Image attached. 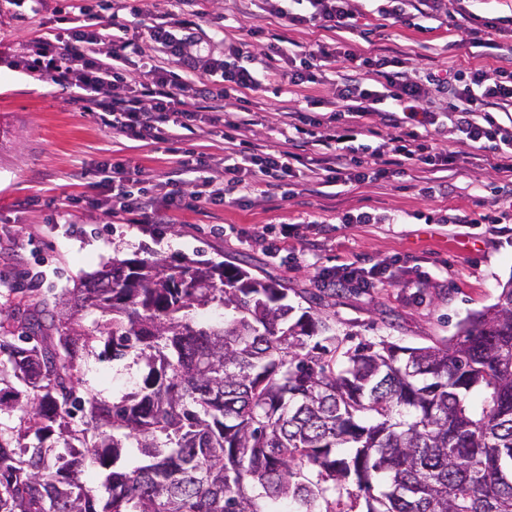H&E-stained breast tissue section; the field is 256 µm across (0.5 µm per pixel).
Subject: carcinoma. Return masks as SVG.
Masks as SVG:
<instances>
[{
	"mask_svg": "<svg viewBox=\"0 0 512 512\" xmlns=\"http://www.w3.org/2000/svg\"><path fill=\"white\" fill-rule=\"evenodd\" d=\"M57 305H0V512H512V278L430 345L350 346L223 262L114 257ZM96 344L136 392L82 394Z\"/></svg>",
	"mask_w": 512,
	"mask_h": 512,
	"instance_id": "carcinoma-1",
	"label": "carcinoma"
}]
</instances>
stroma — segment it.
I'll list each match as a JSON object with an SVG mask.
<instances>
[{
  "instance_id": "35a3bbf8",
  "label": "stroma",
  "mask_w": 512,
  "mask_h": 512,
  "mask_svg": "<svg viewBox=\"0 0 512 512\" xmlns=\"http://www.w3.org/2000/svg\"><path fill=\"white\" fill-rule=\"evenodd\" d=\"M60 0H38L37 10L0 0V295L38 288L47 295L73 287L112 257L152 251L172 260L188 257L239 265L285 286L289 300L326 312L342 334L363 339L429 345L453 336L468 313L494 304L512 278V182L480 169L449 174L447 198L427 195L438 172L405 167L402 173L360 185L303 184L294 192L260 197L227 191L223 204L201 201L168 224L106 222L96 205L103 189L99 162L126 165L141 187L154 189L177 167L173 148L198 155L224 152L219 113H199L189 128L175 127L169 142L135 140L80 111L47 83L12 70L6 56L48 31ZM367 12L366 39L385 52L412 54L418 71L489 65L485 48L447 25L419 32L379 16L375 0H354ZM288 97L281 75L251 93L250 108L236 96L228 111H245L246 134L278 141L276 109ZM367 211L376 224L350 222ZM471 215L449 224L445 214ZM295 232L278 252L281 225ZM383 271L373 288L327 286L319 269L344 263ZM139 367L132 357L85 361L91 394L117 400L131 392Z\"/></svg>"
}]
</instances>
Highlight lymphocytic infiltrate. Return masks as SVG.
Here are the masks:
<instances>
[{
    "label": "lymphocytic infiltrate",
    "mask_w": 512,
    "mask_h": 512,
    "mask_svg": "<svg viewBox=\"0 0 512 512\" xmlns=\"http://www.w3.org/2000/svg\"><path fill=\"white\" fill-rule=\"evenodd\" d=\"M187 0H166L168 9L159 21L146 27L103 25L106 13L134 19L148 16L147 0H68L55 20L53 30L27 40L10 65L37 77L61 92L73 93V102L86 112L110 116L113 129L137 140H165L169 126H184L194 119L201 102L213 99L211 84L221 79L222 96L247 94L270 81L269 68L240 65L251 57L255 38L265 33L264 21L287 20L297 29L315 27L354 32L360 14L352 0H245L244 15L251 24L246 37L228 36L224 28L213 32L223 53L194 40L198 12H184ZM268 58L282 61L288 82L297 91L327 87L331 104L339 105L342 122L316 130L295 126L284 149H271L252 142L234 118L224 120L231 146L224 158L185 159L181 179L164 182L161 197L137 187L125 165L102 163L99 184L105 194L96 204L106 218L123 217L130 224H168L186 207L182 178L217 165L224 168L223 186L204 192L213 203L224 200L225 187L252 190L265 185L275 192L290 180L309 173H322L326 183H361L383 177L390 166H426L441 172H465L478 163L498 174L512 173V129L497 122L495 115L512 110V57L492 69H440L420 78L407 54L386 55L377 50L333 41L310 49L287 38H278ZM344 58L349 70L329 78L328 63ZM384 94H377V87ZM448 91L446 106L433 105L431 87ZM386 101L385 121L391 132L378 147L372 161L353 156L352 143L369 128L375 104ZM452 127L455 139L449 147L429 144L425 133L442 134ZM313 142L332 144L335 154L306 157Z\"/></svg>",
    "instance_id": "f902f5d3"
}]
</instances>
